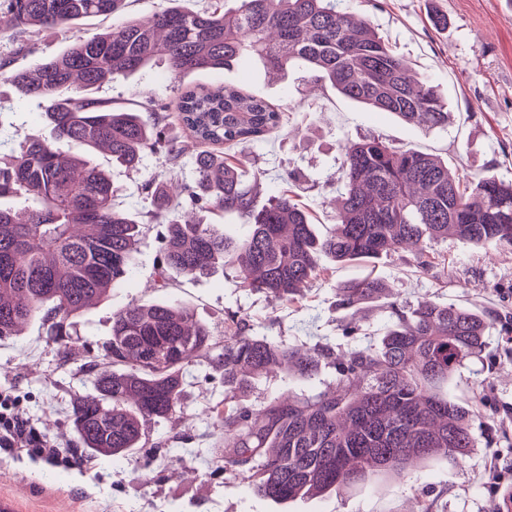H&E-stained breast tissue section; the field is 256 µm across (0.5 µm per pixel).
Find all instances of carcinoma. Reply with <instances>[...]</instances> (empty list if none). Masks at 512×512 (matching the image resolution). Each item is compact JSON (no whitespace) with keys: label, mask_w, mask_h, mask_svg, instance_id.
I'll return each mask as SVG.
<instances>
[{"label":"carcinoma","mask_w":512,"mask_h":512,"mask_svg":"<svg viewBox=\"0 0 512 512\" xmlns=\"http://www.w3.org/2000/svg\"><path fill=\"white\" fill-rule=\"evenodd\" d=\"M125 2L0 0V7L14 26L58 28L119 12ZM215 2L77 35L59 55L0 72L22 95L44 101L50 129L49 137L0 154V196L31 201L23 221L0 208V340L38 318L50 340L67 348L75 320L135 270L140 223L116 207L117 188L91 152L104 149L131 169L147 151L179 154L156 125L88 96L90 89L157 58L176 77L252 59L279 73L302 63L315 82L373 111L425 130L448 128V101L367 19L336 10V0H236L231 17L224 0ZM176 108L198 145L197 178L176 194L171 180H147L154 216L175 200L235 213L249 232L232 240L215 224L159 223L162 280L170 270L195 278L228 263L251 291L288 300L327 257L369 268L339 289L337 305L350 308L379 297L377 267L389 255L421 259L450 237L512 250V181L484 175L465 184L443 159L363 137L344 146L336 224L319 236L294 199L281 194L258 204L243 173L224 161V149L280 127L278 106L220 85L185 88ZM489 323L476 310L424 299L396 314L378 344L335 358L322 345L286 347L251 336L237 320L217 338L178 303H132L113 316L111 336L95 344L83 368L93 393L72 402L70 419L80 451L125 458L139 448L146 423L183 413L185 369L198 360L224 368V404L215 410L224 441L209 449L212 463L242 472L258 494L281 503L374 475L404 476L425 460L457 459L477 447L470 408L442 388L481 353ZM329 360L336 381L323 391L259 407L242 399L273 365L313 379Z\"/></svg>","instance_id":"carcinoma-1"}]
</instances>
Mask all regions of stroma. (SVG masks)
<instances>
[{"label":"stroma","mask_w":512,"mask_h":512,"mask_svg":"<svg viewBox=\"0 0 512 512\" xmlns=\"http://www.w3.org/2000/svg\"><path fill=\"white\" fill-rule=\"evenodd\" d=\"M168 5L169 0H127L123 14L94 19L77 31L2 29L0 71L55 56L75 34L89 36ZM337 6L369 19L418 76L431 80L448 101L447 130L426 131L391 113L369 111L328 87L316 91L298 65L270 74L259 63H239L177 79L160 60L104 84L93 95L112 107L137 110L149 99L175 101L187 87L228 84L277 105L280 129L230 154L245 176L260 174V200L292 192L321 233L336 222L340 145L347 139L375 136L400 149L439 156L464 181L481 174L512 180V0H337ZM438 13L447 15L446 29L433 26ZM163 120L167 138L182 146L175 161L148 152L138 169L129 171L114 165L110 155H93L119 189V208L145 225L134 275L77 318L67 351L49 341L38 319L21 335L0 341V390L23 397L40 435L66 453L77 447L71 404L93 389L82 373L90 345L110 336L113 314L131 303L180 301L217 337L231 320L240 319L252 336L287 346L321 343L339 351L378 342L394 321L395 309L409 310L429 298L492 317L482 355L448 385L449 399L474 411L478 445L456 462L421 463L407 478L374 476L337 492L278 505L253 491L241 475L215 469L207 450L219 431L208 409L224 398V371L194 362L185 372L182 418L146 424L132 460L76 458L61 467L16 448H0V501L8 503L9 512H498L512 493V474L497 484L488 476L491 462L512 456V335H505L500 321L512 312V251L451 239L435 244L426 266L409 253L388 256L378 267L386 283L383 297L350 309L337 307L336 292L366 270L326 258L319 261L317 279L291 301L243 288L229 266L193 279L173 273L166 287H157V227L150 222L152 206L140 186L171 171L180 182H194L197 152L174 113ZM48 134L41 100L0 82V139L16 147ZM353 324L359 333L347 335ZM334 374L327 366L320 380L304 381L277 370L255 379L248 401L260 406L287 392L316 390Z\"/></svg>","instance_id":"stroma-1"}]
</instances>
